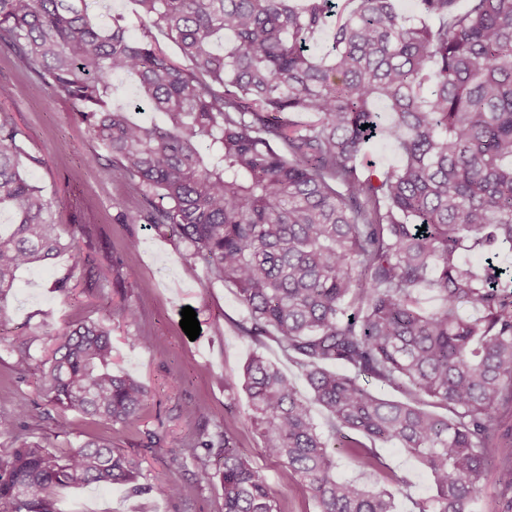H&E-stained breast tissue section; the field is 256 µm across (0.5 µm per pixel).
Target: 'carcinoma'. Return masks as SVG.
I'll return each mask as SVG.
<instances>
[{
  "label": "carcinoma",
  "mask_w": 512,
  "mask_h": 512,
  "mask_svg": "<svg viewBox=\"0 0 512 512\" xmlns=\"http://www.w3.org/2000/svg\"><path fill=\"white\" fill-rule=\"evenodd\" d=\"M83 3L0 0V45L35 92L81 116L112 178L141 195L125 220L178 237L187 260L236 293L240 332L277 341L305 377L307 393L254 355L240 380L224 379L230 394L243 386L268 455L308 486L318 512H395L389 491L335 474L338 451L384 472L377 445L392 443L430 476L414 512H475L491 467L498 512H512V271L494 263L512 251V0H417L414 20L394 0H136L148 23L139 39L119 16L93 23ZM118 76L136 79L132 108L112 99ZM146 110L164 126L135 119ZM379 136L401 160L376 172L363 158ZM23 138L1 112L0 209L13 223L0 231V303L19 271L85 229L54 222L23 169V156L41 163ZM74 278L105 287L84 260L54 288L70 291ZM42 335L36 384L52 407L121 428L139 420L148 389L112 371L110 320L45 323ZM36 340L14 337L18 365ZM27 417L0 415V436ZM217 437L202 433L174 457L200 462L220 448L222 512H279L230 429ZM140 470L110 443L57 456L23 440L0 459V512H55V491L71 486L142 491Z\"/></svg>",
  "instance_id": "carcinoma-1"
}]
</instances>
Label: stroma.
Here are the masks:
<instances>
[{"label":"stroma","instance_id":"35a3bbf8","mask_svg":"<svg viewBox=\"0 0 512 512\" xmlns=\"http://www.w3.org/2000/svg\"><path fill=\"white\" fill-rule=\"evenodd\" d=\"M90 18L101 25L122 16L131 35L141 36L145 21L134 0H87ZM29 76L13 54L0 48V84L12 95L0 100L24 131V149L39 157L28 176L52 204L56 223L78 221L86 226L72 247L50 265L22 270L14 293L0 314V415L20 406L34 408L20 436L41 442L53 453L65 454L89 440L112 443L141 462V483L148 493L135 495L122 485L70 487L57 490V512H221L223 491L213 464H181L174 448L199 433H214L216 424L233 428L238 447L265 478L281 512H317L308 487L287 467L269 457L250 419L244 393L229 395L227 378L238 377L244 363L262 353L298 386L301 373L272 340L254 343L239 325L247 313L235 294L211 279L201 264L181 257L176 237L161 234L144 223L123 224L119 207L133 210L140 196L113 180L104 163L92 162L100 145L88 127L75 119L68 104L50 92H32ZM94 259L104 289L79 287L70 294L55 291L54 281L75 262ZM134 305L136 323H128L117 309ZM191 307L200 334L189 339L180 326L183 307ZM106 316L112 322V368L144 383L149 397L136 424L122 429L110 423L54 409L35 389V369L17 365L11 350L22 331L40 332L42 323L61 329L82 315ZM151 336L149 346L129 345L128 337ZM180 378L172 386V378ZM19 436V437H20ZM387 464L408 485L395 499L396 512H411L414 499L428 496L431 480L417 461L393 445L379 448ZM177 482L180 498L167 497V482Z\"/></svg>","mask_w":512,"mask_h":512}]
</instances>
